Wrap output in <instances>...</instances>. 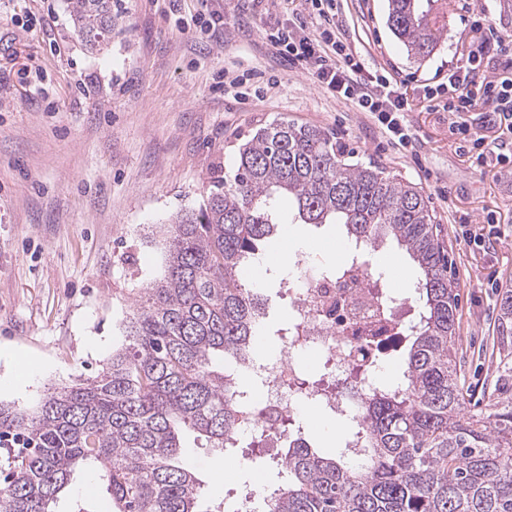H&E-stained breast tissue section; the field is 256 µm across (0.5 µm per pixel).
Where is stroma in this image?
Masks as SVG:
<instances>
[{"instance_id":"1","label":"stroma","mask_w":512,"mask_h":512,"mask_svg":"<svg viewBox=\"0 0 512 512\" xmlns=\"http://www.w3.org/2000/svg\"><path fill=\"white\" fill-rule=\"evenodd\" d=\"M484 4L512 31V0H437L442 41L422 62L391 33L388 0L344 4L343 32L367 67L414 85L417 163L382 143L350 103L282 69L256 29L240 25L237 0H213L224 40L208 45L179 29L168 0H117L99 49L77 36L69 0H0V379L13 356L39 366L24 391L0 382V403L31 414L55 389L96 376L142 289L165 273L162 225L197 208L214 183L232 180L242 139L287 120L333 133L356 159L421 188L458 294L456 366L474 389L465 410L488 413L487 390L512 384V361L486 353L499 296L512 288V169L474 171L447 111L419 89L476 41L463 19ZM227 68L272 73L278 85L238 103L218 83ZM278 204L283 225L263 255L277 276L259 289L272 357L288 322L280 251L297 236L318 244L311 261L332 266L340 235L336 225L295 220L287 198ZM490 213L500 238L483 249L460 244L459 219L478 228ZM187 455L204 482V510L255 483L241 460L218 449L196 442Z\"/></svg>"}]
</instances>
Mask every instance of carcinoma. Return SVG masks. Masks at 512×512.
Returning <instances> with one entry per match:
<instances>
[{"mask_svg":"<svg viewBox=\"0 0 512 512\" xmlns=\"http://www.w3.org/2000/svg\"><path fill=\"white\" fill-rule=\"evenodd\" d=\"M437 0H388L387 23L424 60L444 25ZM76 32L92 47L112 32V0H72ZM288 196L303 224H338L361 255L390 237L417 272L416 331L401 348L402 378L372 384L351 432L359 460L333 457L298 437L282 458L246 464L288 480L269 490L265 512H512V394L488 415L464 412L454 366L458 298L421 190L354 160L324 130L282 121L237 149L233 181L163 229L166 270L144 289L123 327L124 343L101 372L46 397L36 415L0 404V437L23 435L7 455L0 512H55L82 465L103 471L113 512H200L203 481L178 462L186 434L210 448L238 435L242 390L220 356L252 357L260 298L244 278L278 234L270 200ZM498 349H512V291L501 298Z\"/></svg>","mask_w":512,"mask_h":512,"instance_id":"1","label":"carcinoma"}]
</instances>
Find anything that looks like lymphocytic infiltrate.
I'll list each match as a JSON object with an SVG mask.
<instances>
[{
  "mask_svg": "<svg viewBox=\"0 0 512 512\" xmlns=\"http://www.w3.org/2000/svg\"><path fill=\"white\" fill-rule=\"evenodd\" d=\"M339 0H299L287 18L268 23L263 38L284 68L307 75L336 99L350 102L366 114L388 145L415 146L416 131L409 119L403 83L387 71H367L364 60L335 23ZM472 24L486 37L473 44L466 56L450 65L440 80L426 83L427 97L447 98L451 127L467 135L477 165L488 160L506 165V139L512 135V33L501 29L488 6H481ZM479 89L484 105L500 133L488 136L469 131L461 113L474 104L472 89Z\"/></svg>",
  "mask_w": 512,
  "mask_h": 512,
  "instance_id": "f902f5d3",
  "label": "lymphocytic infiltrate"
}]
</instances>
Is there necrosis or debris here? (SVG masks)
<instances>
[{"label": "necrosis or debris", "instance_id": "1", "mask_svg": "<svg viewBox=\"0 0 512 512\" xmlns=\"http://www.w3.org/2000/svg\"><path fill=\"white\" fill-rule=\"evenodd\" d=\"M296 274L286 280L290 332L283 339L284 354L263 367V395L256 413L247 415L243 425L260 434L262 447L278 450L288 436L282 423L314 406L343 422L354 411L350 401L336 387V380L348 377L355 357H362L370 369H377L380 348L406 334L404 304L392 301L379 312L375 299L383 291L369 264H360L354 277L324 278L315 265L300 260ZM311 352L328 369L330 378L318 384L301 385L303 371L295 352Z\"/></svg>", "mask_w": 512, "mask_h": 512}]
</instances>
